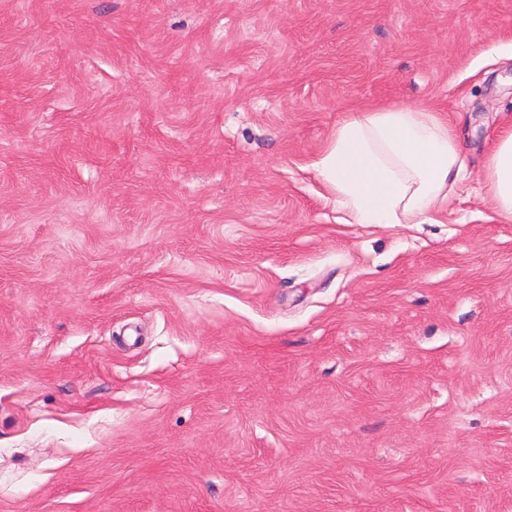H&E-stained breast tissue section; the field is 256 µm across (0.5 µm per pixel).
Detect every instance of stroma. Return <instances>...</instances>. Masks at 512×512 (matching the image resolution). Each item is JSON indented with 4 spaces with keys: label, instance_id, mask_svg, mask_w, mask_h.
I'll return each mask as SVG.
<instances>
[{
    "label": "stroma",
    "instance_id": "obj_1",
    "mask_svg": "<svg viewBox=\"0 0 512 512\" xmlns=\"http://www.w3.org/2000/svg\"><path fill=\"white\" fill-rule=\"evenodd\" d=\"M512 0H0V512H512ZM464 136L351 224L346 113ZM456 127L413 105L350 112L338 123L318 171L351 224H433L464 177ZM483 182L496 212L512 219V125L501 129L487 157Z\"/></svg>",
    "mask_w": 512,
    "mask_h": 512
}]
</instances>
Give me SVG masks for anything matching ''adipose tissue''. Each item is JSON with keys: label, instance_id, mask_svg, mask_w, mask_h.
<instances>
[{"label": "adipose tissue", "instance_id": "ef3b65f1", "mask_svg": "<svg viewBox=\"0 0 512 512\" xmlns=\"http://www.w3.org/2000/svg\"><path fill=\"white\" fill-rule=\"evenodd\" d=\"M456 127L413 105L352 112L316 163L335 203L355 224H431L465 173ZM483 182L496 212L512 219V125L501 129Z\"/></svg>", "mask_w": 512, "mask_h": 512}]
</instances>
